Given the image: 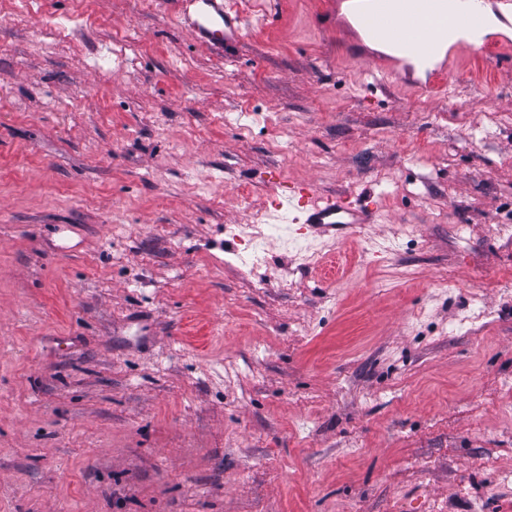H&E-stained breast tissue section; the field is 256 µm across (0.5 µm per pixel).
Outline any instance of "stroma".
Listing matches in <instances>:
<instances>
[{
	"label": "stroma",
	"mask_w": 512,
	"mask_h": 512,
	"mask_svg": "<svg viewBox=\"0 0 512 512\" xmlns=\"http://www.w3.org/2000/svg\"><path fill=\"white\" fill-rule=\"evenodd\" d=\"M237 4L0 0V512H512V64L427 96ZM309 185L371 223L300 237ZM193 39L206 48L239 43L246 31L247 16L230 0H165Z\"/></svg>",
	"instance_id": "1"
}]
</instances>
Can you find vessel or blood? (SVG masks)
Masks as SVG:
<instances>
[{
    "mask_svg": "<svg viewBox=\"0 0 512 512\" xmlns=\"http://www.w3.org/2000/svg\"><path fill=\"white\" fill-rule=\"evenodd\" d=\"M193 39L206 48H222L239 43L248 19L234 0H165ZM350 9L359 19L366 41L385 44L395 51L382 58L362 54L375 72L396 77L420 93H438L453 77L454 63L437 60L440 48L448 44V31L468 23L457 13L453 0H351ZM512 41L485 39L466 42L455 49L456 55L481 52L491 57L511 50ZM276 209L296 215V223L318 235L349 239L354 227L367 223L372 214L369 205L351 206L337 197L314 198L310 188L295 190L275 202Z\"/></svg>",
    "mask_w": 512,
    "mask_h": 512,
    "instance_id": "vessel-or-blood-1",
    "label": "vessel or blood"
}]
</instances>
